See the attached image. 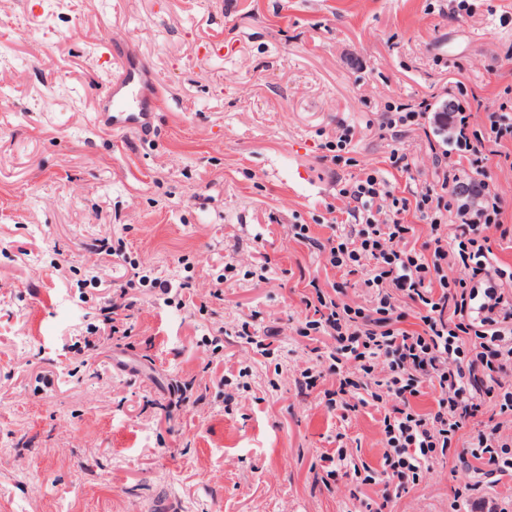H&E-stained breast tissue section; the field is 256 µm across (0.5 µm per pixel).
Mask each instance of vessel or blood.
Here are the masks:
<instances>
[{
	"label": "vessel or blood",
	"mask_w": 512,
	"mask_h": 512,
	"mask_svg": "<svg viewBox=\"0 0 512 512\" xmlns=\"http://www.w3.org/2000/svg\"><path fill=\"white\" fill-rule=\"evenodd\" d=\"M121 40H113L110 58L101 66L102 85L92 113V124L100 131L131 134L139 140L151 138L163 112L169 111V98L160 83L150 82L137 58L120 55ZM121 57L120 69H113V57Z\"/></svg>",
	"instance_id": "b4317fda"
}]
</instances>
